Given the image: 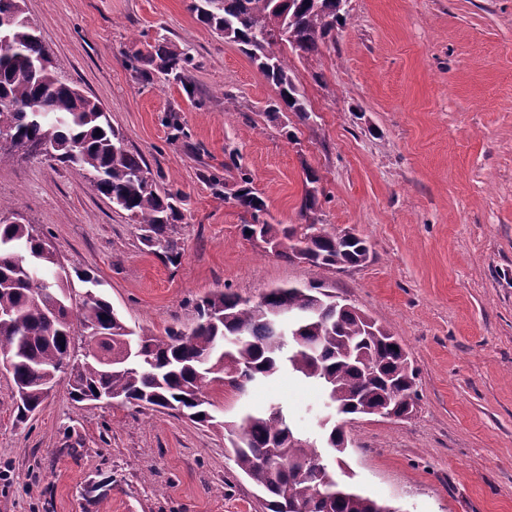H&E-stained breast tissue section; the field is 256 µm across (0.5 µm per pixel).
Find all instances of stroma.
Instances as JSON below:
<instances>
[{"label": "stroma", "instance_id": "stroma-1", "mask_svg": "<svg viewBox=\"0 0 512 512\" xmlns=\"http://www.w3.org/2000/svg\"><path fill=\"white\" fill-rule=\"evenodd\" d=\"M188 3H23L55 66L110 112L159 187L184 193L180 263L50 158L1 159L0 202L65 269L97 277L129 327L159 336L192 324L216 290L255 302L282 284H332L399 339L419 393L409 417H347L337 476L399 512H512V0H349L318 54L275 47L315 115L307 125L266 118L274 88ZM161 43L191 56L189 82L155 73ZM233 152L266 221L352 232L369 261L321 271L245 239L251 216L224 197ZM307 167L320 181L305 218ZM210 395L220 421L282 402L308 435L324 414L321 392L288 374ZM227 446L221 426L76 404L64 379L17 422L0 369V512H264Z\"/></svg>", "mask_w": 512, "mask_h": 512}]
</instances>
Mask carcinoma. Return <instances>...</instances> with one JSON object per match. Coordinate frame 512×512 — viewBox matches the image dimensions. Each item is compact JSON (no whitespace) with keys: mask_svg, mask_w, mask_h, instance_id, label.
<instances>
[{"mask_svg":"<svg viewBox=\"0 0 512 512\" xmlns=\"http://www.w3.org/2000/svg\"><path fill=\"white\" fill-rule=\"evenodd\" d=\"M23 0H0V29L14 52L0 53V161L14 152L78 169L92 190L107 197L141 225L144 244L171 265L180 263L174 238L182 194L161 190L144 156L125 144L110 113L58 72L38 28L24 16ZM196 19L224 34L274 86L278 102L266 112L274 120L287 109L311 119L305 97L273 50V30L288 31V44L315 54L319 43L342 25L338 0H190ZM156 57L161 73L179 78L190 60L165 46ZM101 134H96V130ZM240 187L233 199L250 213L243 236L256 237L287 261L321 270L345 271L370 257L362 239L329 232L322 224L299 228L261 219L264 201L254 178L231 159ZM319 178L306 170L311 188L301 214L317 204ZM58 265L48 244L30 224L5 215L0 203V357L9 360L17 398V421L35 413L71 359L73 336L97 349L72 366L71 399L105 398L137 408L171 409L199 424L215 425L208 388L223 384L244 393L288 372L325 395L322 432L300 434L281 403L249 409L220 423L238 470L260 491L266 512H390V507L336 481L331 461L345 452L336 417L374 414L380 408L416 404V369L401 357L402 345L358 308L336 300L322 280L304 287L278 286L250 303L224 291L197 303V320L171 326L157 336L129 328L112 304L87 290L72 310L69 275L47 272Z\"/></svg>","mask_w":512,"mask_h":512,"instance_id":"1","label":"carcinoma"}]
</instances>
